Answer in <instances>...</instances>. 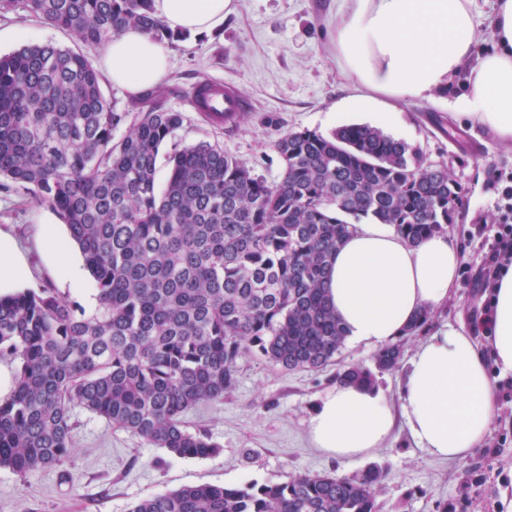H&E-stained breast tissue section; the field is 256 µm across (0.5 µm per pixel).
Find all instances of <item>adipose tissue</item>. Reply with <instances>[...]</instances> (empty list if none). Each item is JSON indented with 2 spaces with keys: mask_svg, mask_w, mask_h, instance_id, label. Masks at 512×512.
Returning a JSON list of instances; mask_svg holds the SVG:
<instances>
[{
  "mask_svg": "<svg viewBox=\"0 0 512 512\" xmlns=\"http://www.w3.org/2000/svg\"><path fill=\"white\" fill-rule=\"evenodd\" d=\"M473 0H341L332 38L336 65L358 93L346 106L376 111L408 99L446 92L450 79L469 72L462 113L512 144V0H495L491 49L477 53ZM234 0H154L158 17L175 31L220 29ZM95 67L130 96L159 83L169 70L163 44L131 26L104 45ZM42 240L59 278H84L71 242L54 226ZM462 261L455 238L434 234L412 246L386 224H363L339 248L330 272V296L348 339L384 347L425 310L443 305L457 285ZM487 345L444 325L416 349L401 382L409 432L430 456L463 462L484 448L499 406L497 379L512 376V266L489 294ZM314 445L338 459L382 448L394 417L375 390L336 384L307 422Z\"/></svg>",
  "mask_w": 512,
  "mask_h": 512,
  "instance_id": "adipose-tissue-1",
  "label": "adipose tissue"
}]
</instances>
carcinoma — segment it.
Wrapping results in <instances>:
<instances>
[{"mask_svg":"<svg viewBox=\"0 0 512 512\" xmlns=\"http://www.w3.org/2000/svg\"><path fill=\"white\" fill-rule=\"evenodd\" d=\"M28 15L88 48L129 26L174 43L182 35L152 0H23ZM155 86L128 116L99 84L90 55L53 43L0 55V178L21 184L67 226L93 279L89 310L53 288L0 296V356L17 361L0 397V467L20 476L60 466L74 447L81 407L182 458L217 451L184 415L218 402L238 363L257 357L286 370L334 360L346 329L328 301L330 262L359 224H388L409 244L445 231L462 201L440 166L381 130L343 125L331 136L289 132L269 183L224 149L200 142L166 157L182 126ZM403 340L374 368L336 380L373 386L396 369ZM381 471L298 474L283 483L196 485L142 499L129 512H378Z\"/></svg>","mask_w":512,"mask_h":512,"instance_id":"carcinoma-1","label":"carcinoma"}]
</instances>
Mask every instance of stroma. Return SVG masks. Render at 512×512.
Here are the masks:
<instances>
[{
    "label": "stroma",
    "mask_w": 512,
    "mask_h": 512,
    "mask_svg": "<svg viewBox=\"0 0 512 512\" xmlns=\"http://www.w3.org/2000/svg\"><path fill=\"white\" fill-rule=\"evenodd\" d=\"M237 9L220 31L191 33L169 45L171 67L164 85L175 92L167 109L184 122L163 145V153L210 142L225 154L247 162L266 181H277L282 163L275 142L291 131L324 135L346 124H371L364 111L338 110L352 83L336 68L331 36L338 0H236ZM16 38L0 46L8 53L26 44L53 42L72 46L63 30L27 18L23 9L0 14V29ZM233 82L249 107L234 128L212 126L188 103L202 81ZM465 74L454 76L444 95L399 105L383 132L421 151L430 163L445 167L462 189V205L447 231L462 250L457 288L433 313V327L464 326L479 342L487 337L476 321L483 293L480 269L494 225L499 195L493 174H512V145L506 146L477 123L454 113ZM54 214L35 205L27 191L7 182L0 187V232L23 252L30 275L28 289L49 287L75 301L92 293L63 283L41 248V230ZM374 349L344 344L335 362L320 369L286 371L262 360L241 361L238 383L222 401L202 403L184 417L190 431L203 432L219 445L208 458H179L153 447L84 409H76L74 450L61 466L20 476L0 469V512H129L137 501L200 484L233 485L248 479L283 483L300 474L352 475L375 466L383 476L377 489L379 512H512V400H500L488 446L464 462L438 460L417 446L404 419L373 454L339 461L313 448L306 421L318 398L336 384L340 367L373 364ZM480 483L462 489L469 473Z\"/></svg>",
    "instance_id": "35a3bbf8"
}]
</instances>
